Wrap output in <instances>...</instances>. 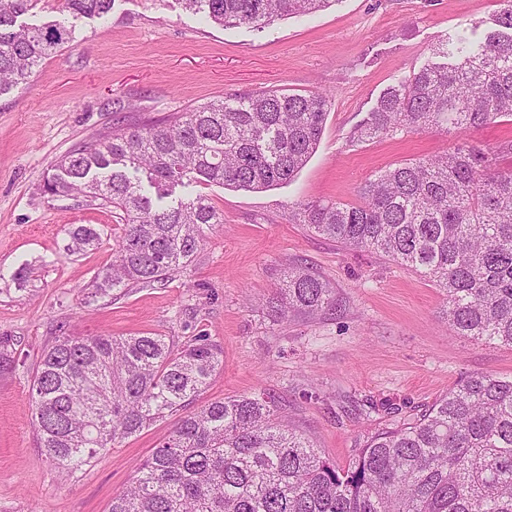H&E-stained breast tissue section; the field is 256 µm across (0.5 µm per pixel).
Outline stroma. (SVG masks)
<instances>
[{
    "label": "stroma",
    "mask_w": 512,
    "mask_h": 512,
    "mask_svg": "<svg viewBox=\"0 0 512 512\" xmlns=\"http://www.w3.org/2000/svg\"><path fill=\"white\" fill-rule=\"evenodd\" d=\"M498 0H337L264 31L223 28L178 0H112L107 17L75 22L69 47L0 95V343L15 358L0 370V512H108L181 412L62 476L37 446L29 394L41 353L59 336L142 332L182 346L203 335L224 365L202 401L274 394L323 455L343 467L368 437L416 416L480 373L512 378V346L450 336L441 288L371 251H353L294 223L315 200L357 202L359 185L390 166L453 148L443 129L358 143L356 128L381 92L408 78L457 36L482 37ZM323 91L332 107L314 155L289 183L261 192L210 183L224 216L173 279L93 296L121 232L111 209L79 195L48 196L50 166L115 119L156 124L230 93ZM99 229L98 247L65 251L72 225ZM302 263L336 289L335 311L274 322L265 301L281 272ZM26 268L27 280L14 274Z\"/></svg>",
    "instance_id": "1"
}]
</instances>
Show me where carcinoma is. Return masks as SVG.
Returning a JSON list of instances; mask_svg holds the SVG:
<instances>
[{"label": "carcinoma", "mask_w": 512, "mask_h": 512, "mask_svg": "<svg viewBox=\"0 0 512 512\" xmlns=\"http://www.w3.org/2000/svg\"><path fill=\"white\" fill-rule=\"evenodd\" d=\"M221 27L264 30L284 16L335 0H182ZM496 29L434 51L409 79L388 86L357 129L360 142L433 128L462 134L512 119V0ZM38 0H0V95L74 41L57 21L16 25ZM73 17L105 16L112 0H64ZM332 103L325 92L233 94L163 124L107 132L61 156L42 180L51 196L82 195L112 209L122 232L94 294L151 286L190 265L204 227L223 217L203 195L152 202L175 185L209 182L261 191L291 181L315 152ZM512 140L466 142L372 175L359 201L309 202L298 223L346 247L374 251L443 289L454 336L512 345ZM70 254L100 233L69 231ZM275 319L336 309L329 280L288 268L269 300ZM223 365L218 344L198 337L174 348L155 333L61 336L43 350L29 399L39 448L70 475L100 452L199 397ZM108 512H512V380L472 374L413 419H399L339 468L283 415L275 396L211 401L182 417L112 496Z\"/></svg>", "instance_id": "obj_1"}]
</instances>
